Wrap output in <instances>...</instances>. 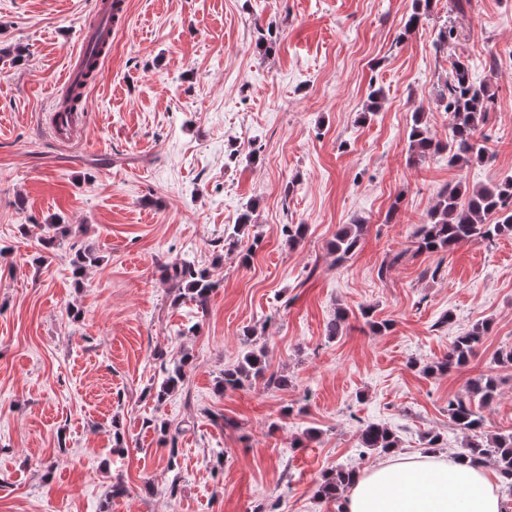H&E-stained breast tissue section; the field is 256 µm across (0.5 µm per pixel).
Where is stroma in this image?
Listing matches in <instances>:
<instances>
[{
    "mask_svg": "<svg viewBox=\"0 0 512 512\" xmlns=\"http://www.w3.org/2000/svg\"><path fill=\"white\" fill-rule=\"evenodd\" d=\"M97 2L0 0V512H338L316 494L324 475L383 459L359 447L363 425H387L402 455L439 434L451 457L464 436L448 401L489 372L485 429L512 433V364L495 361L512 349V235L409 253L442 189L512 175V0H432L410 32L415 0H121L82 141L59 147L47 110ZM455 54L497 95L479 130L493 158L409 164L415 113L448 134ZM359 220L360 248L337 261ZM55 221L71 234L47 252ZM286 224L307 227L296 247ZM74 244L97 258L81 278ZM176 259L218 281L207 314L175 302ZM367 309L390 331L371 333ZM483 321L466 365L425 374ZM247 328L287 389L218 391ZM163 422L182 430L174 468ZM367 225L361 222L347 224L337 235L331 244L336 252L337 261H343L349 254L355 252L365 235Z\"/></svg>",
    "mask_w": 512,
    "mask_h": 512,
    "instance_id": "stroma-1",
    "label": "stroma"
}]
</instances>
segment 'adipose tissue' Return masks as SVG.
<instances>
[{
  "label": "adipose tissue",
  "mask_w": 512,
  "mask_h": 512,
  "mask_svg": "<svg viewBox=\"0 0 512 512\" xmlns=\"http://www.w3.org/2000/svg\"><path fill=\"white\" fill-rule=\"evenodd\" d=\"M344 512H501V502L483 466L407 455L356 475Z\"/></svg>",
  "instance_id": "1"
}]
</instances>
